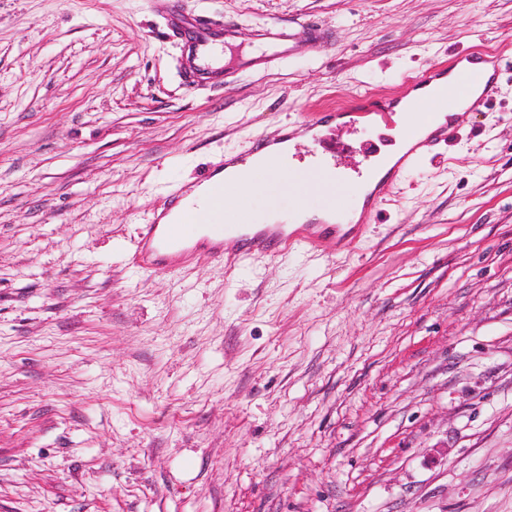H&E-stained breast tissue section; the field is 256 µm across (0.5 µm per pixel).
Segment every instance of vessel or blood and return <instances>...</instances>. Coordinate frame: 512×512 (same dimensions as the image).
I'll return each mask as SVG.
<instances>
[{"label": "vessel or blood", "instance_id": "b4317fda", "mask_svg": "<svg viewBox=\"0 0 512 512\" xmlns=\"http://www.w3.org/2000/svg\"><path fill=\"white\" fill-rule=\"evenodd\" d=\"M167 24L189 63L182 72L185 84L192 88L226 85L229 74L224 70V49L240 39L241 30L232 23L216 25L201 15L186 16L175 12L169 13ZM329 39L324 30L307 23L295 27H260L250 34L253 53L241 56L236 68L247 71L288 58L303 49L322 48L328 45ZM439 75L437 68L424 69L413 80L412 86L428 90V97L406 102L407 109L423 112L428 121L435 113L451 111L461 102L470 111H481L498 90L499 63L486 59L485 68L480 73L467 67L458 68L449 88L437 84ZM298 130L297 124H284L275 134L251 141L247 151L261 153L275 142L296 138ZM457 133L454 122L437 125L428 137L416 141L403 156L400 166L390 172V180L400 178L404 170L415 165L421 156L448 144ZM185 195L182 189L169 195L162 209L154 212L147 224L142 225L137 246L142 268L154 272L179 268L189 258L190 245L202 226L208 227L213 237L212 258L227 265L247 262L255 255L278 256L300 249L315 250L337 234L335 226L328 224H303L292 230L284 224H269L251 234L242 232L239 225L224 221V186L220 183L211 184L208 208L197 214L194 222L184 219L173 224L166 222V215L179 208Z\"/></svg>", "mask_w": 512, "mask_h": 512}]
</instances>
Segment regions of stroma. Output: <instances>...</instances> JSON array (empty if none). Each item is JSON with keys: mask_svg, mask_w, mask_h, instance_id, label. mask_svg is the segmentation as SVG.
<instances>
[{"mask_svg": "<svg viewBox=\"0 0 512 512\" xmlns=\"http://www.w3.org/2000/svg\"><path fill=\"white\" fill-rule=\"evenodd\" d=\"M327 47L187 89L154 0H0V512H512V0H169ZM489 107L343 242L138 267L172 191L459 53ZM299 126L297 123H286L276 130L275 134L269 136L259 137L251 141L248 148L244 151L243 155L224 159V167L234 164L235 161L242 159L244 156L252 153L258 154L266 150L271 144L277 141H290L297 137Z\"/></svg>", "mask_w": 512, "mask_h": 512, "instance_id": "obj_1", "label": "stroma"}]
</instances>
